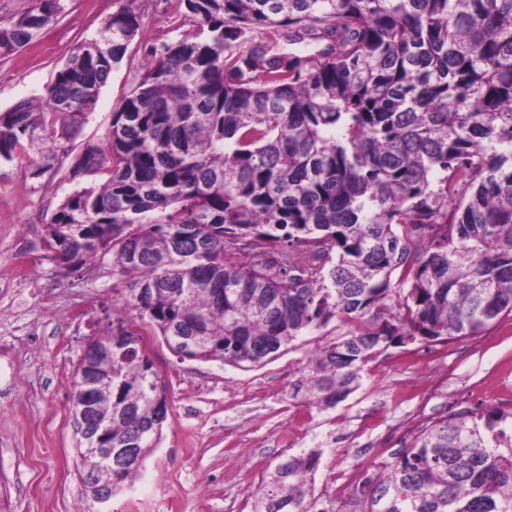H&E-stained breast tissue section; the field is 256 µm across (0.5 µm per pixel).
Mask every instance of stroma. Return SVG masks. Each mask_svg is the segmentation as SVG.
I'll return each instance as SVG.
<instances>
[{
    "label": "stroma",
    "instance_id": "1",
    "mask_svg": "<svg viewBox=\"0 0 512 512\" xmlns=\"http://www.w3.org/2000/svg\"><path fill=\"white\" fill-rule=\"evenodd\" d=\"M120 0H65L64 11L27 46L0 58V112L42 95L71 51L95 34ZM140 29L102 87L80 133L51 165L36 154L0 164V507L5 512H76L71 376L85 344L118 313L136 317L129 277L111 258L77 269L46 258L45 225L76 190L65 175L86 144L101 142L150 62L151 46L188 32L170 0H135ZM322 339L238 368L182 360L148 335L145 353L165 381L169 415L157 448L107 512H248L247 490L291 453L317 449L310 487L337 512H360V488L380 462L437 418L476 409L512 413V315L477 336L417 351L392 348L370 362L360 387L335 407L310 406L295 383ZM341 476L346 492L334 493Z\"/></svg>",
    "mask_w": 512,
    "mask_h": 512
}]
</instances>
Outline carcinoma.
<instances>
[{
	"label": "carcinoma",
	"instance_id": "cac0c4a2",
	"mask_svg": "<svg viewBox=\"0 0 512 512\" xmlns=\"http://www.w3.org/2000/svg\"><path fill=\"white\" fill-rule=\"evenodd\" d=\"M191 31L152 48L100 144L65 180L104 173L52 214L67 267L112 256L132 306L179 357L250 368L345 328L308 358L309 404L347 397L391 347L472 336L512 314V0H171ZM127 0L76 46L41 97L0 113V162H44L94 110L140 27ZM63 10L0 27V57ZM319 43L290 61L279 41ZM121 318L76 365L79 475L112 460L133 481L167 420L168 389ZM502 411L420 429L361 489V512H512ZM319 453L290 455L252 512H327L308 487Z\"/></svg>",
	"mask_w": 512,
	"mask_h": 512
}]
</instances>
